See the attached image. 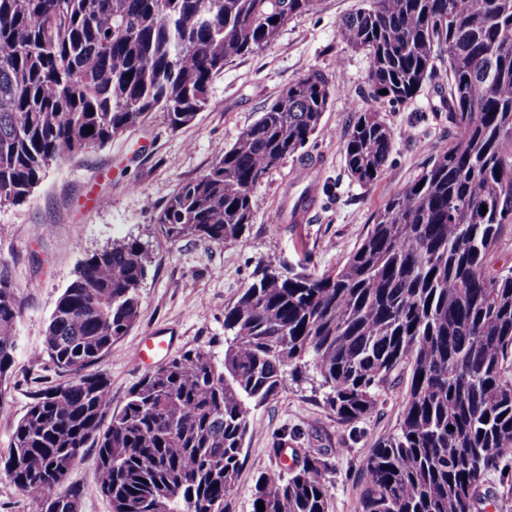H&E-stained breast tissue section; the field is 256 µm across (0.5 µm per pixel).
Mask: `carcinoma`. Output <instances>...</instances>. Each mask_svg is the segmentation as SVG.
<instances>
[{"label":"carcinoma","mask_w":512,"mask_h":512,"mask_svg":"<svg viewBox=\"0 0 512 512\" xmlns=\"http://www.w3.org/2000/svg\"><path fill=\"white\" fill-rule=\"evenodd\" d=\"M314 2L0 0V206L25 203L52 163L154 112L173 129L190 124L227 62L273 43ZM337 35L371 63L376 106L356 110L343 134L358 183L376 182L392 153L382 107L436 82L439 61L453 137L389 196L343 265H259L224 310V358L188 350L147 371L118 411L93 367L138 318L148 249L124 240L86 258L44 342L69 380L35 398L0 457V477L41 512H78L80 491L62 488L58 471L85 448L112 512H224L251 409L309 368L349 424L411 369L398 430L367 457L360 512H477L478 488L512 456V269L489 265L512 224V0H363ZM332 91L319 70L301 74L157 211L160 234L239 240L257 186L306 146ZM20 311L0 263V377ZM293 456L288 478L258 476L252 512L259 501L264 512H328L329 458Z\"/></svg>","instance_id":"cac0c4a2"}]
</instances>
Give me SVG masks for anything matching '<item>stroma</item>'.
<instances>
[{
    "instance_id": "1",
    "label": "stroma",
    "mask_w": 512,
    "mask_h": 512,
    "mask_svg": "<svg viewBox=\"0 0 512 512\" xmlns=\"http://www.w3.org/2000/svg\"><path fill=\"white\" fill-rule=\"evenodd\" d=\"M360 5L361 0H316L313 10L288 21L271 45L228 62L209 87L208 106L192 123L174 130L163 113H153L105 146L51 165L26 203L0 206V262L22 301L13 364L0 379V455L7 454L34 395L67 379L42 349L56 303L84 259L124 239L148 247L139 317L97 366L111 384L112 407L118 410L146 371L134 355L138 344L165 340L162 362L198 348L223 357L224 310L247 288L258 262L283 259L321 271L341 265L365 237L374 213L428 163L432 145L448 141V115L428 83L407 104L384 111L395 143L378 181L365 186L349 174L341 136L365 104L370 59L341 42L336 27ZM310 68L332 82L329 105L306 147L256 188L254 216L242 238L218 245L197 237L174 243L159 235L158 208L208 169ZM312 180L318 184L312 204L292 219L302 187ZM44 224L50 233L37 236ZM407 387L401 378L383 388L375 410L347 424L326 405L317 382L289 383L277 399L250 413L254 431L226 512H252L259 474L285 475L282 448L328 454L329 512H359L366 457L397 430ZM94 455V449H85L65 483L81 491L78 512H112L98 485ZM478 497L479 512H512V458L487 476Z\"/></svg>"
}]
</instances>
